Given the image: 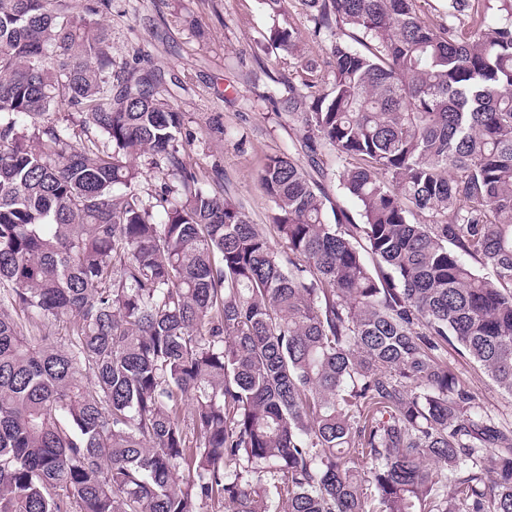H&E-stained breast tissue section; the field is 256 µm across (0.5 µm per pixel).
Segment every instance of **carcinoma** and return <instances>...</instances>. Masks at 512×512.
Wrapping results in <instances>:
<instances>
[{
  "label": "carcinoma",
  "mask_w": 512,
  "mask_h": 512,
  "mask_svg": "<svg viewBox=\"0 0 512 512\" xmlns=\"http://www.w3.org/2000/svg\"><path fill=\"white\" fill-rule=\"evenodd\" d=\"M304 2L329 69L273 25L284 104L360 222L271 157L279 251L159 74L112 86L111 0H0V512H512V426L443 358L512 395V0ZM136 156L175 184L141 195Z\"/></svg>",
  "instance_id": "carcinoma-1"
}]
</instances>
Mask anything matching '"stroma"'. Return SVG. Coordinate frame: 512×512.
Here are the masks:
<instances>
[{"instance_id":"obj_1","label":"stroma","mask_w":512,"mask_h":512,"mask_svg":"<svg viewBox=\"0 0 512 512\" xmlns=\"http://www.w3.org/2000/svg\"><path fill=\"white\" fill-rule=\"evenodd\" d=\"M286 19L300 30L309 57L328 60L332 41L315 34L302 0H288ZM103 20L111 34L113 69L160 72L158 91L183 114L188 138L180 150L202 187L242 203L251 223L276 239L259 172L269 156L303 160L307 153L300 121L281 105L288 88L278 82L295 77L298 64L271 45L273 19L261 0H112ZM338 171L327 150L309 169L334 209L357 215L358 204L340 188ZM446 358L487 414L512 423V396L455 350Z\"/></svg>"}]
</instances>
